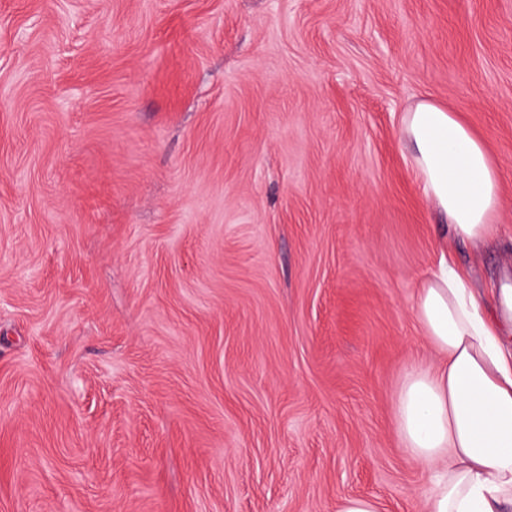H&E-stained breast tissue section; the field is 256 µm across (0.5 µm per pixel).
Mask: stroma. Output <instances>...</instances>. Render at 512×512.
<instances>
[{
    "label": "stroma",
    "mask_w": 512,
    "mask_h": 512,
    "mask_svg": "<svg viewBox=\"0 0 512 512\" xmlns=\"http://www.w3.org/2000/svg\"><path fill=\"white\" fill-rule=\"evenodd\" d=\"M500 176L454 242L400 118ZM447 246L512 288V0H0V512H427L393 402Z\"/></svg>",
    "instance_id": "1"
}]
</instances>
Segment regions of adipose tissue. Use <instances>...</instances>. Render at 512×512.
I'll use <instances>...</instances> for the list:
<instances>
[{
	"label": "adipose tissue",
	"mask_w": 512,
	"mask_h": 512,
	"mask_svg": "<svg viewBox=\"0 0 512 512\" xmlns=\"http://www.w3.org/2000/svg\"><path fill=\"white\" fill-rule=\"evenodd\" d=\"M401 132L416 181L455 233L475 244L492 237L501 195L484 144L430 102L404 113ZM412 311L439 359L406 373L393 420L428 472V512H512V336L443 249Z\"/></svg>",
	"instance_id": "1"
}]
</instances>
